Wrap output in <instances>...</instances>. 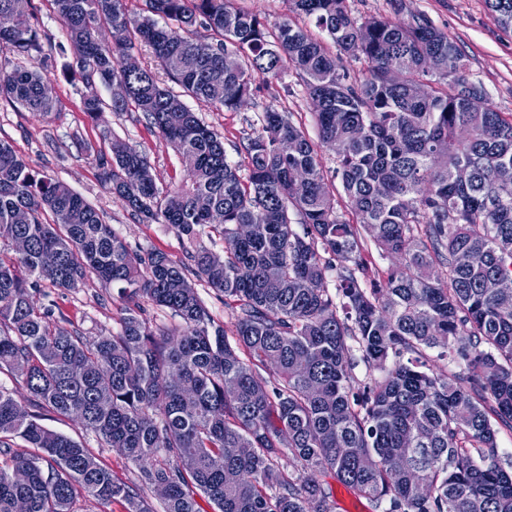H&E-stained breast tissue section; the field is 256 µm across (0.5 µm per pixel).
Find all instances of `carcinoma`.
Wrapping results in <instances>:
<instances>
[{
  "instance_id": "cac0c4a2",
  "label": "carcinoma",
  "mask_w": 512,
  "mask_h": 512,
  "mask_svg": "<svg viewBox=\"0 0 512 512\" xmlns=\"http://www.w3.org/2000/svg\"><path fill=\"white\" fill-rule=\"evenodd\" d=\"M65 19L96 117V83L123 82L129 108L183 157L178 185L158 187L147 159L112 138L101 178L142 220L169 224L198 281L224 296L234 336L215 323L186 267L134 251L80 194L32 170L0 140V369L34 405L83 426L138 469L129 484L74 439L25 411L0 385V512H75L76 495L122 500L126 512H336L328 476L375 512H512V472L499 429L512 431V115L494 110L465 54L424 15L358 18L347 0H289L333 48L287 21L269 26L231 0H52ZM30 0H0L14 19L0 52L42 51ZM512 32V0H485ZM112 29V45L98 40ZM200 27L204 38L189 36ZM140 46L181 88L113 60ZM196 58L184 70L177 59ZM437 65L430 72L424 61ZM348 59L364 63L350 82ZM293 68L314 106L320 145L292 114L269 107L243 150L183 101L236 110L256 80ZM46 79L0 67V98L47 115ZM473 135L462 140L458 128ZM296 142L281 156L277 144ZM331 151L355 216H339L318 147ZM470 168L459 182L457 167ZM298 171L307 176L294 190ZM299 217L297 231L293 216ZM251 225L245 238L236 226ZM224 253L207 247L213 235ZM28 241L23 253L12 249ZM401 262L372 268L369 247ZM436 266L441 274H432ZM336 276V294L325 287ZM126 301L120 330L85 337L50 320L31 291L90 279ZM495 279L501 292L484 284ZM181 320L178 337L143 303ZM454 365L427 371L428 352ZM380 374L360 380L359 363ZM265 371V380L259 371ZM20 438L32 451L14 453Z\"/></svg>"
}]
</instances>
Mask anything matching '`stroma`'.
<instances>
[{"instance_id": "35a3bbf8", "label": "stroma", "mask_w": 512, "mask_h": 512, "mask_svg": "<svg viewBox=\"0 0 512 512\" xmlns=\"http://www.w3.org/2000/svg\"><path fill=\"white\" fill-rule=\"evenodd\" d=\"M404 13L425 14L448 33L466 55L473 75L489 93L497 111L512 113V35L504 33L487 10L484 0H402ZM30 12L43 49L29 55L0 54V65L41 74L52 86L49 115L30 112L0 99V139L9 141L35 171L50 175L86 198L126 244L134 250L161 251L177 263L187 260L186 249L167 224L135 217L121 199L112 195L100 178L99 161L111 155L113 138H120L144 155L158 185L181 183L186 167L180 155L136 112L116 113L104 108L90 118L83 98L82 79L72 68L74 56L67 50V24L51 0H31ZM202 121L224 137L230 161L244 163L241 144L250 125L267 107L292 112L296 123L317 139L313 106L294 70H287L271 84H259L246 105L237 111L215 108L189 100ZM38 308L51 311L53 321L78 330L84 336H109L120 329L123 303L116 292L94 280L66 290L42 285L32 293ZM50 428L81 442L112 474L133 479L134 465L118 450L101 445L93 432L75 419L46 414Z\"/></svg>"}]
</instances>
